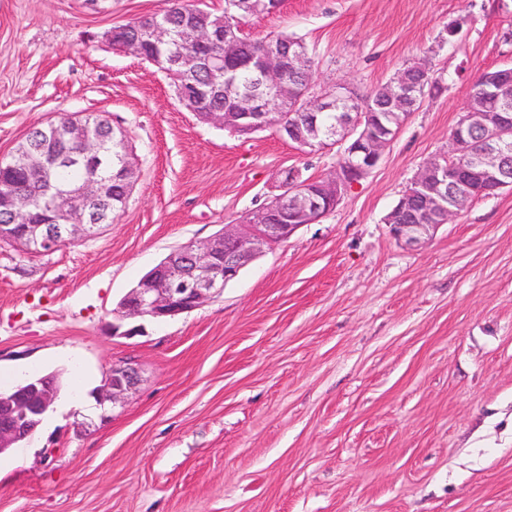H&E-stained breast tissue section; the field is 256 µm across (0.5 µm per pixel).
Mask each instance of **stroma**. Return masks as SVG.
<instances>
[{"label":"stroma","instance_id":"stroma-1","mask_svg":"<svg viewBox=\"0 0 512 512\" xmlns=\"http://www.w3.org/2000/svg\"><path fill=\"white\" fill-rule=\"evenodd\" d=\"M165 0H0V157L58 113L128 135L139 179L111 226L48 255L0 242V381L52 371L37 432L0 454V512H512V188L420 246L385 217L447 154L471 87L512 66V0H283L259 38H302L316 87L358 96L428 58L444 89L316 224L179 318L120 319L172 249L333 173L275 129L202 122L104 33ZM459 22L455 35L446 29ZM137 391L100 421L115 364Z\"/></svg>","mask_w":512,"mask_h":512}]
</instances>
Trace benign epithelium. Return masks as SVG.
Masks as SVG:
<instances>
[{"label": "benign epithelium", "instance_id": "benign-epithelium-1", "mask_svg": "<svg viewBox=\"0 0 512 512\" xmlns=\"http://www.w3.org/2000/svg\"><path fill=\"white\" fill-rule=\"evenodd\" d=\"M279 5L280 0H231L224 16L213 21L203 7L196 5L180 10L179 34L183 41L195 45L198 52L169 55L164 72L185 81L195 77L201 69L208 70L210 82L202 87L194 86L181 104L207 123L225 128L232 120L241 133L274 128L293 142L309 146V135L317 130L318 117L324 112H337L336 127L321 147L346 144L340 152V165L332 177L320 179V192H312L308 180L287 178L281 185V193L269 205L250 212L242 223L226 224L224 231L204 242L178 246L150 278L124 298L118 310L121 318L172 319L198 309L220 294L265 247L288 240L305 224L319 222L354 184L377 166L382 151L391 142L387 134L380 133L364 120L362 113L350 107L355 92L349 85L338 83L316 95L311 92L308 80L301 84L285 80L287 71L301 73L309 69V55L292 41L271 43L254 54L246 67L259 90L238 89L234 78L237 67L213 55L210 49L238 41V35L244 33L241 17L272 13ZM169 37L170 30L156 21L133 29L113 27L104 33V40L112 49L142 59L147 46L164 45ZM485 81L490 97L506 104L509 86L491 76ZM391 84L396 106L408 107L416 103L419 84L403 78L400 73ZM221 98L228 109L208 105V100ZM280 102L292 103L303 113V122L284 123L282 113L276 111ZM475 130L482 131L479 148L467 156L461 173L452 178L443 173L424 196L427 209L434 210L441 224L448 223L450 217L467 206L469 195L464 192L467 181L491 177L499 189L512 186V125L490 126L483 113L465 112L452 135L449 153H456L461 142L467 140L468 132ZM39 131L49 139V147L27 141L5 160L11 167L20 165L37 182L0 195V211L11 216L23 212L35 193L55 198L56 205L44 214L40 224H0V241L18 244L29 252L48 254L63 243L86 239L107 223L112 215V185L118 184L125 194H131L136 168L133 148L126 134L115 130L108 121L95 129L76 116H69L63 122L55 116L40 126ZM108 142L120 152L116 155L118 168L112 171V176L104 177L100 168ZM72 165L84 171L82 181L66 190L57 189L52 173ZM392 228L398 239L418 246L436 225L394 224ZM139 382V371L134 365L112 366L104 383L94 393L100 419L110 418L114 406L132 395ZM58 391V378L54 374L28 381L11 391H0V454L37 430Z\"/></svg>", "mask_w": 512, "mask_h": 512}]
</instances>
